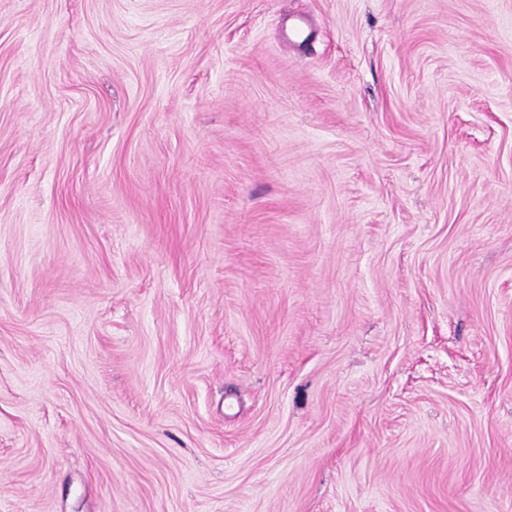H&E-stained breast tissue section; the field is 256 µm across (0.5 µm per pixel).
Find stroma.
Listing matches in <instances>:
<instances>
[{"label": "stroma", "mask_w": 512, "mask_h": 512, "mask_svg": "<svg viewBox=\"0 0 512 512\" xmlns=\"http://www.w3.org/2000/svg\"><path fill=\"white\" fill-rule=\"evenodd\" d=\"M0 512H512V0H0Z\"/></svg>", "instance_id": "obj_1"}]
</instances>
